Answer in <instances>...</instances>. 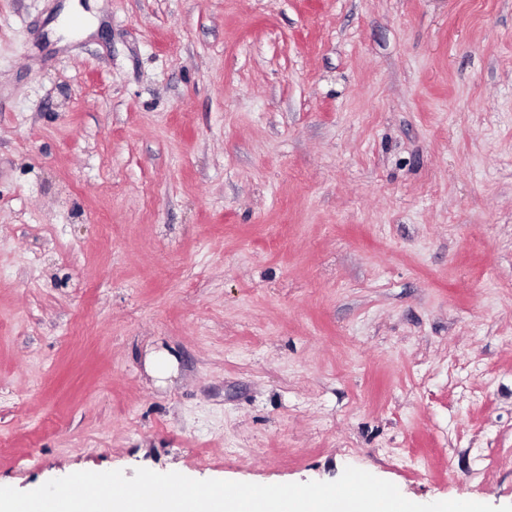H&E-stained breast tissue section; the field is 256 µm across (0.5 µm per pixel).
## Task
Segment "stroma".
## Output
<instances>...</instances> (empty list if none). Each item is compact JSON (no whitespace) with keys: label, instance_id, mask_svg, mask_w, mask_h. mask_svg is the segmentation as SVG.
Returning a JSON list of instances; mask_svg holds the SVG:
<instances>
[{"label":"stroma","instance_id":"35a3bbf8","mask_svg":"<svg viewBox=\"0 0 512 512\" xmlns=\"http://www.w3.org/2000/svg\"><path fill=\"white\" fill-rule=\"evenodd\" d=\"M63 2L0 0V484L512 505V0Z\"/></svg>","mask_w":512,"mask_h":512}]
</instances>
